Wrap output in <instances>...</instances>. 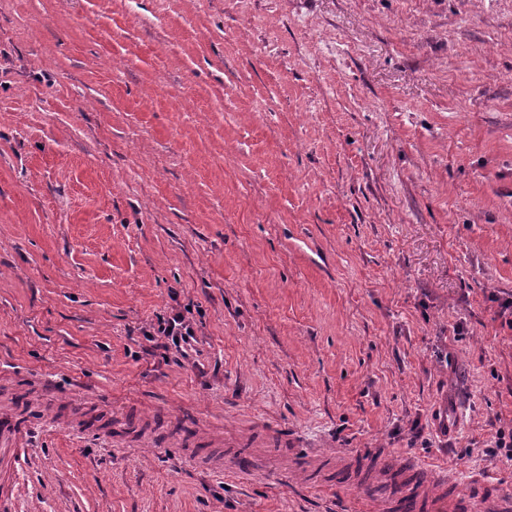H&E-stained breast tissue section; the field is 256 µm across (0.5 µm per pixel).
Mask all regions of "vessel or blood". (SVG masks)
<instances>
[{
    "label": "vessel or blood",
    "mask_w": 512,
    "mask_h": 512,
    "mask_svg": "<svg viewBox=\"0 0 512 512\" xmlns=\"http://www.w3.org/2000/svg\"><path fill=\"white\" fill-rule=\"evenodd\" d=\"M405 497L415 512H512V491L495 488L479 475L461 482L458 473L432 468L421 483H407Z\"/></svg>",
    "instance_id": "b4317fda"
}]
</instances>
